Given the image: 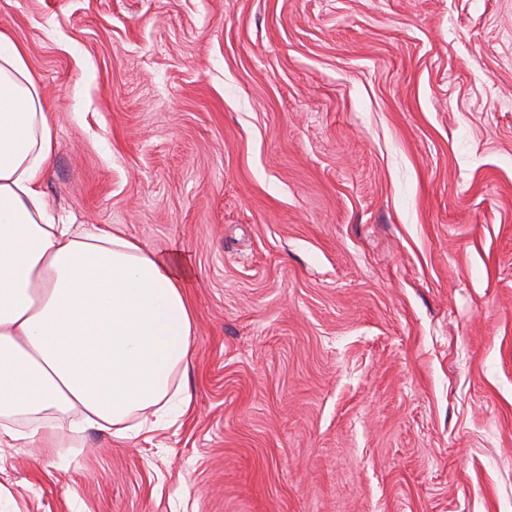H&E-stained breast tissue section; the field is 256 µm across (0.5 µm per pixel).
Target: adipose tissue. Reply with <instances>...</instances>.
<instances>
[{"mask_svg": "<svg viewBox=\"0 0 512 512\" xmlns=\"http://www.w3.org/2000/svg\"><path fill=\"white\" fill-rule=\"evenodd\" d=\"M54 129L0 32V445L62 454L83 429L138 437L188 410L189 267L120 227L60 224L42 191Z\"/></svg>", "mask_w": 512, "mask_h": 512, "instance_id": "adipose-tissue-1", "label": "adipose tissue"}]
</instances>
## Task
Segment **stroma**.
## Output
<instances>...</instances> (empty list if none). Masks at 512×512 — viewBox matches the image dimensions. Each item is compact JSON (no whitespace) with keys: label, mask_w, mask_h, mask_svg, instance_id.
Wrapping results in <instances>:
<instances>
[{"label":"stroma","mask_w":512,"mask_h":512,"mask_svg":"<svg viewBox=\"0 0 512 512\" xmlns=\"http://www.w3.org/2000/svg\"><path fill=\"white\" fill-rule=\"evenodd\" d=\"M57 220L189 259V411L0 447V512H512V0H0Z\"/></svg>","instance_id":"35a3bbf8"}]
</instances>
